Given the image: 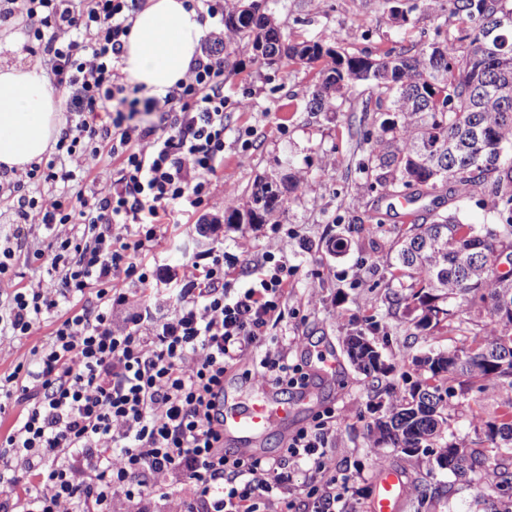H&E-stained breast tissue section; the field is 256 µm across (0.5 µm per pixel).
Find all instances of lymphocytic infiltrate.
<instances>
[{
  "label": "lymphocytic infiltrate",
  "instance_id": "1",
  "mask_svg": "<svg viewBox=\"0 0 512 512\" xmlns=\"http://www.w3.org/2000/svg\"><path fill=\"white\" fill-rule=\"evenodd\" d=\"M17 3L78 121L56 145L73 169L51 159L9 181L15 221L77 230L57 239L47 279L30 287H13L14 252L0 248V288L9 291L0 334L28 336L69 304L49 342L33 349L35 368L0 382L1 396L24 405L0 438V512H112L113 496L147 498L162 476L189 486L178 512H260L273 500L286 512H337L352 487L329 473L333 409L298 429L277 458L225 451L220 430L229 371L283 391L307 382L283 346L268 344L288 301L286 257L263 254L257 282L237 288L229 281L237 257L213 249L208 264L184 273L172 316L158 322L147 310L112 322L127 284L158 279L142 253L158 246L165 221L208 205L224 165L223 32L164 97L142 100L118 69L136 0H0V22ZM108 111L111 122L98 128L79 119ZM139 111L157 113V122H135ZM60 180L89 183V193L74 201L23 193L26 183ZM89 289L96 307L75 305ZM292 460L312 464L298 489Z\"/></svg>",
  "mask_w": 512,
  "mask_h": 512
}]
</instances>
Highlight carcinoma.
Instances as JSON below:
<instances>
[{"instance_id": "1", "label": "carcinoma", "mask_w": 512, "mask_h": 512, "mask_svg": "<svg viewBox=\"0 0 512 512\" xmlns=\"http://www.w3.org/2000/svg\"><path fill=\"white\" fill-rule=\"evenodd\" d=\"M438 40L378 57L349 54L312 40L288 43L266 10V0H224V58L247 55L260 65L282 59L319 68L311 91V112H335L344 93L363 84L366 104L380 113L378 132L366 138L371 186L414 201L439 189L470 194L481 190L498 216L495 225L462 222L454 214L433 213L413 221L397 240L393 280L407 278L421 309L417 327L448 321V333L471 337L423 359L427 376L401 392L383 387L386 414L374 423L373 444H387L409 457L424 456L460 476L496 473L488 489L512 500V278L496 270L498 255L512 247V0H436ZM305 182L288 176L260 179L243 206L225 209L227 224H268L288 208V193ZM487 323L476 331L470 313ZM351 364L381 381L386 366L362 333L344 338ZM500 404L498 418L471 413L486 448L437 443L459 408Z\"/></svg>"}]
</instances>
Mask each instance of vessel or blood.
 I'll return each instance as SVG.
<instances>
[{"label": "vessel or blood", "mask_w": 512, "mask_h": 512, "mask_svg": "<svg viewBox=\"0 0 512 512\" xmlns=\"http://www.w3.org/2000/svg\"><path fill=\"white\" fill-rule=\"evenodd\" d=\"M317 374L324 379H335L340 362L329 347L318 350ZM312 387L298 389L292 399L281 398L278 390L257 385L249 402L242 405H225L224 439L235 449L257 454L261 438L274 433L288 438L298 426V415L304 404L310 403ZM408 479L400 470L380 467L374 482L369 512H400Z\"/></svg>", "instance_id": "b4317fda"}]
</instances>
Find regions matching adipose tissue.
<instances>
[{
	"instance_id": "1",
	"label": "adipose tissue",
	"mask_w": 512,
	"mask_h": 512,
	"mask_svg": "<svg viewBox=\"0 0 512 512\" xmlns=\"http://www.w3.org/2000/svg\"><path fill=\"white\" fill-rule=\"evenodd\" d=\"M204 26L186 0H148L133 21L121 70L151 95L184 79L201 54ZM20 35L0 41V166L21 170L41 160L62 126L60 98L40 66L9 63Z\"/></svg>"
}]
</instances>
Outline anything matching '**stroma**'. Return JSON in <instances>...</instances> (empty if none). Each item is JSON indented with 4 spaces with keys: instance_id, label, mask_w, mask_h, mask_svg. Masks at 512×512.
<instances>
[{
    "instance_id": "obj_1",
    "label": "stroma",
    "mask_w": 512,
    "mask_h": 512,
    "mask_svg": "<svg viewBox=\"0 0 512 512\" xmlns=\"http://www.w3.org/2000/svg\"><path fill=\"white\" fill-rule=\"evenodd\" d=\"M270 12L288 37L303 36L323 45H340L350 53L381 54L391 48L411 47L432 40L438 19L418 7L407 20L394 19L388 0H269ZM319 81L316 69L296 63L258 66L248 57H236L224 71V165L218 172L208 206L180 216L159 246L143 260L158 268L160 281L145 293L130 294L125 305L115 307L120 323L156 306L164 316L173 311L174 290L184 270L206 264L213 245L208 218L223 214L227 189L246 201L259 177L281 178L296 173L305 179L302 194L291 198L280 225L226 224L220 231L224 251L237 255L234 285L248 286L254 256L266 251L284 252L294 268L284 319L273 328L276 336L296 338L293 359H307L319 346L341 347L349 331L360 330L375 338L390 366L387 383L405 388L424 377L417 357L429 350L458 345L448 335L447 324L416 328L419 311L396 303L399 281L390 279L377 263L396 241L402 225L401 202L385 191L370 188L361 172L368 160L365 137L375 131L376 116L362 112L366 93L356 86L337 112H311L307 90ZM249 99V111L236 103ZM478 195L463 199L424 197L415 205L420 216L430 210L454 212L471 224L491 221ZM249 238L250 255L239 253L238 243ZM15 251L14 285L25 287L46 276L38 253H50L51 239L35 224L15 226L10 200L0 201V241ZM55 316H48L29 336L0 337V376L18 363L30 362V349L49 341ZM322 407L334 408L336 437L330 448L331 470L337 478L351 479L359 490L352 502L356 512H367L376 468L368 427L383 412L385 396L376 395L370 378L350 362H343L336 380L320 385ZM388 465L405 471L409 483L402 512H482L485 490L476 475L464 477L449 470L431 469L427 458H414L393 448H383Z\"/></svg>"
}]
</instances>
